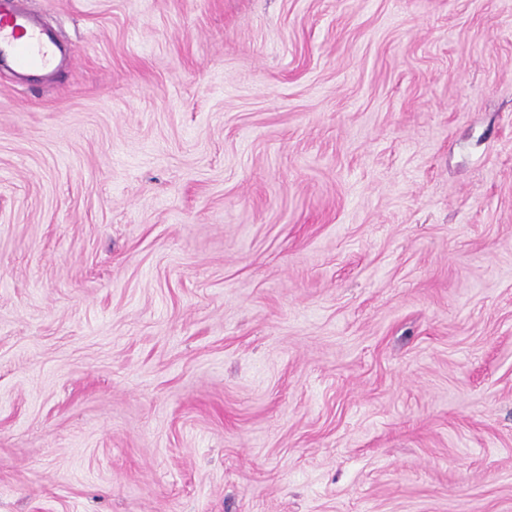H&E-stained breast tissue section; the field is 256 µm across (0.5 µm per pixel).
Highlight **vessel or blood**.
<instances>
[{
	"mask_svg": "<svg viewBox=\"0 0 512 512\" xmlns=\"http://www.w3.org/2000/svg\"><path fill=\"white\" fill-rule=\"evenodd\" d=\"M0 57L20 71L58 67L55 51L39 27L27 15L1 4Z\"/></svg>",
	"mask_w": 512,
	"mask_h": 512,
	"instance_id": "b4317fda",
	"label": "vessel or blood"
}]
</instances>
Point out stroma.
<instances>
[{
	"instance_id": "obj_1",
	"label": "stroma",
	"mask_w": 512,
	"mask_h": 512,
	"mask_svg": "<svg viewBox=\"0 0 512 512\" xmlns=\"http://www.w3.org/2000/svg\"><path fill=\"white\" fill-rule=\"evenodd\" d=\"M0 512H512V0H20ZM0 2V56L20 71L55 70V51L39 27L25 14L4 7Z\"/></svg>"
}]
</instances>
